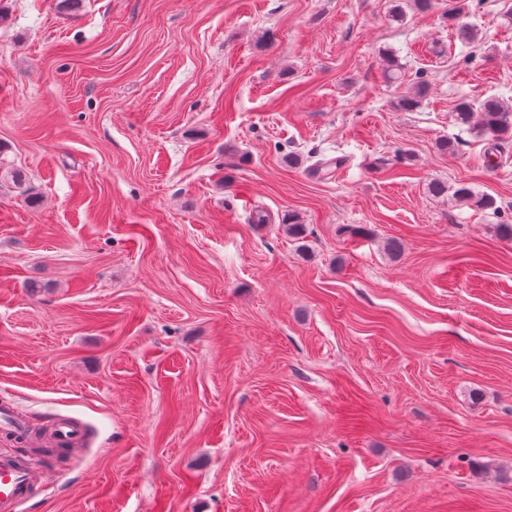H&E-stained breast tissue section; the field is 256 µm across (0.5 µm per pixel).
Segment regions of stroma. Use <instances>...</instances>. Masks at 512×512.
Instances as JSON below:
<instances>
[{
    "label": "stroma",
    "instance_id": "35a3bbf8",
    "mask_svg": "<svg viewBox=\"0 0 512 512\" xmlns=\"http://www.w3.org/2000/svg\"><path fill=\"white\" fill-rule=\"evenodd\" d=\"M467 4L0 0V394L94 436H0L24 512H512V139L455 114L512 107V0ZM85 435L84 427L81 423L68 418H59L54 421L46 440L39 439L29 431L28 434L17 443L24 447L46 446L59 450L72 451L79 446ZM47 466L32 468L18 455L0 456V512H19L33 491L46 482Z\"/></svg>",
    "mask_w": 512,
    "mask_h": 512
}]
</instances>
